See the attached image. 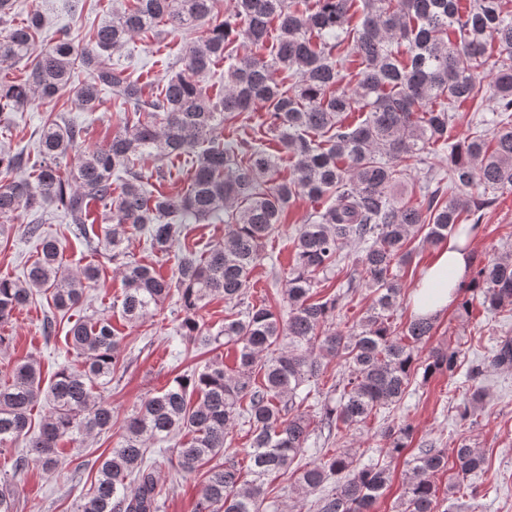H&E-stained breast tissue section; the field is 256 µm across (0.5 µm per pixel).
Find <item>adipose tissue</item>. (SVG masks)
I'll list each match as a JSON object with an SVG mask.
<instances>
[{"instance_id": "obj_1", "label": "adipose tissue", "mask_w": 512, "mask_h": 512, "mask_svg": "<svg viewBox=\"0 0 512 512\" xmlns=\"http://www.w3.org/2000/svg\"><path fill=\"white\" fill-rule=\"evenodd\" d=\"M472 247L470 236L462 234L449 239L413 287L412 305L416 315L435 317L453 303L471 264Z\"/></svg>"}]
</instances>
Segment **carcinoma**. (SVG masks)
<instances>
[{"mask_svg":"<svg viewBox=\"0 0 512 512\" xmlns=\"http://www.w3.org/2000/svg\"><path fill=\"white\" fill-rule=\"evenodd\" d=\"M216 2L131 0L93 30L92 47L79 46L71 30L60 27L53 43L40 48L44 16L36 10L10 26L14 0H0V112H18L36 97L56 100L68 89L90 112L108 89L120 112L111 140L81 153V131L48 114L38 128L42 163L34 177L0 182V233L24 213L30 220L23 233L38 248L23 278L0 277V324L31 303L36 291L50 294L55 310L67 311L84 301L98 279L95 265L68 270L59 239L44 233L42 211L49 203L63 209L78 234L106 242L114 259L125 255V243L138 231L165 255L178 241L180 225L224 216V239L200 256L184 250L171 278L134 260L123 263L121 316L142 324L176 293L184 340L211 357L133 406L121 440L99 457L97 483L75 512H160L146 443L174 436L186 438L173 449L179 472L193 473L224 457L208 470L195 512H261L268 477L289 470L302 493L296 512L309 505L316 512H372L391 482L387 466L359 467L346 448L329 449L312 462L302 458L315 424L330 431L364 426L402 399L418 367L427 376L451 379L457 373V349L433 348L421 356L435 333L434 319L416 316L402 335H394L398 272L422 230L424 242L438 244L466 220L470 229L478 228L490 201L471 198L470 190L512 194V14L502 10V0H470L465 7L460 0H362L361 23L352 28L354 0H312L303 9L305 0H233L231 17L192 42L159 89L107 63L138 34L161 25L190 29L209 20ZM273 34L276 45L267 59L259 50ZM237 40L250 53L230 61L216 89L202 85ZM490 42L504 54L493 63V131L450 144L451 112L467 102L480 111L479 75ZM350 55L359 70L349 91L340 85ZM21 62L27 71L19 78L14 68ZM78 71L85 78L75 85ZM275 71L295 82H277ZM257 109L277 151L261 137L220 139L224 122ZM350 112H363L365 119L349 125L344 116ZM446 145L448 192L428 188L417 205L399 198L400 164L421 161L430 147ZM74 153L75 166L61 171ZM282 153L293 165L287 179L280 170ZM182 156L191 158L186 189L149 191L151 182L170 178L167 161ZM146 157L159 161L149 172L140 164ZM24 165L23 152L0 151V174ZM300 196L333 202L295 226L293 263L281 294L287 315L264 301L249 304L212 333L198 311L215 296L235 307L244 304L266 241ZM93 205L102 207L98 226L90 224ZM348 243L357 250L344 255ZM343 261L353 269L347 289L371 293L367 315L346 333L335 327L341 295L313 299V289ZM476 299L488 310L512 308L511 257L495 256L475 269L459 309L470 313ZM66 338L82 361L59 368L47 386L30 361L0 381V447L22 439L27 450L13 462L15 474L31 461L51 471L60 462V443L112 429V406L95 390L110 384L120 368L123 337L110 318L87 317L76 320ZM222 347L234 351V368L224 364ZM327 356L344 361L345 370L330 389L337 400H325L312 415L305 404L319 392L321 359ZM492 364L512 368V339L499 342ZM481 376L480 365L470 367L471 386L459 413L463 423L483 403ZM42 397L48 409L33 432L31 411ZM234 422L250 435L244 467L224 456ZM382 434L394 458L412 442L414 428L389 424ZM484 464V454L465 438L451 450L431 443L419 448L408 462L410 477L397 512H447L442 503L456 494L478 509L481 491L474 477ZM450 466L456 481L442 488L434 478Z\"/></svg>","mask_w":512,"mask_h":512,"instance_id":"1","label":"carcinoma"}]
</instances>
